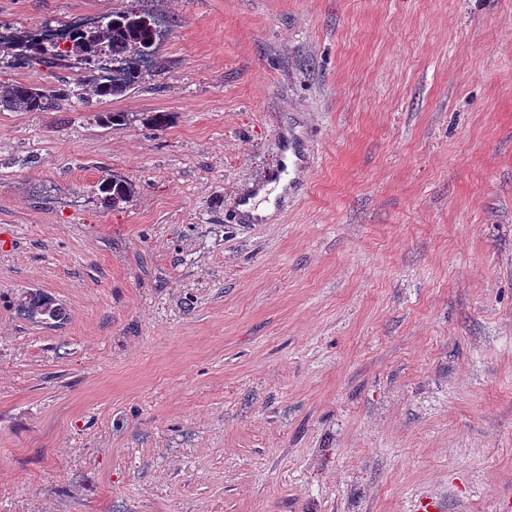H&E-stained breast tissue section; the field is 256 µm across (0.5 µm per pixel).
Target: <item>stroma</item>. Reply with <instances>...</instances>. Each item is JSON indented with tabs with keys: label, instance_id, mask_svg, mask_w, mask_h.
<instances>
[{
	"label": "stroma",
	"instance_id": "1",
	"mask_svg": "<svg viewBox=\"0 0 512 512\" xmlns=\"http://www.w3.org/2000/svg\"><path fill=\"white\" fill-rule=\"evenodd\" d=\"M129 9L135 89L0 109V512H505L512 0H0V32ZM280 128L305 194L225 223ZM282 152V173L288 175V194L299 193L305 184L301 172L310 168L314 163L311 152L300 146V138L292 130L277 133ZM97 190L103 202L114 209L119 208L123 203H127L135 193L131 183L117 176L102 178ZM18 306L24 311L36 312L44 316L45 319L52 321H61L65 316L63 309L55 305L51 299L24 296V298L19 301Z\"/></svg>",
	"mask_w": 512,
	"mask_h": 512
}]
</instances>
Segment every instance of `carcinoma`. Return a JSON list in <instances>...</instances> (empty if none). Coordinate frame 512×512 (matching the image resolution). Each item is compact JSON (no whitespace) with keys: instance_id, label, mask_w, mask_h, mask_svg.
<instances>
[{"instance_id":"obj_1","label":"carcinoma","mask_w":512,"mask_h":512,"mask_svg":"<svg viewBox=\"0 0 512 512\" xmlns=\"http://www.w3.org/2000/svg\"><path fill=\"white\" fill-rule=\"evenodd\" d=\"M157 36L156 28L147 17L127 10L112 18L105 17L99 24L77 32L69 37L63 47L58 44L39 46L20 39L12 46V57L18 60L45 62L74 56L92 71L97 54L107 51L112 54V59L126 62V67L110 82H104L92 73L83 84L55 91H45L23 83L13 84L0 94V107L13 112H50L65 102L85 104L93 96H123L140 83L142 71L139 63L153 54ZM97 190L103 202L114 209L128 202L135 193L131 183L117 176L101 179ZM18 306L52 321L64 318L63 309L50 299L26 296Z\"/></svg>"}]
</instances>
